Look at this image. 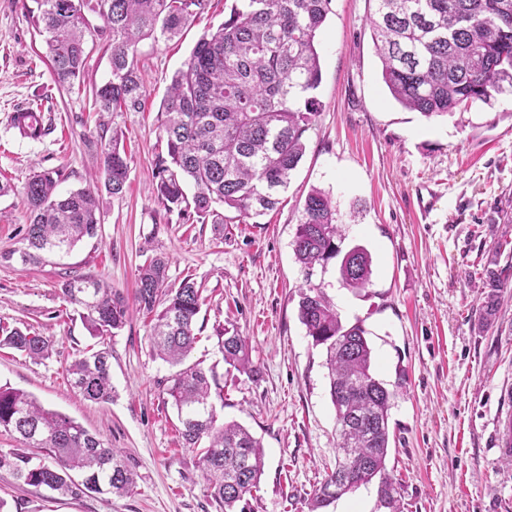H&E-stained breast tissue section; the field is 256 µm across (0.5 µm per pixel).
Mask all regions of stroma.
<instances>
[{
	"label": "stroma",
	"instance_id": "1",
	"mask_svg": "<svg viewBox=\"0 0 512 512\" xmlns=\"http://www.w3.org/2000/svg\"><path fill=\"white\" fill-rule=\"evenodd\" d=\"M372 0H332L320 31V110L306 152L277 209L225 225L165 213L152 192L161 147L159 106L173 74L199 36L224 21V0L181 39L137 46L145 104L139 112L97 116L93 89L110 77L102 40L88 43L80 85L58 88L45 46L22 0H0V252L22 247L27 213L21 190L40 170H62L60 192L84 187L101 166L95 143L119 133L129 167L123 194L99 197L100 229L70 253L39 265L0 263V325L28 327L51 339L48 357L0 349V384L33 395L45 408L82 424L105 447L124 452L135 472L131 494L53 496L0 469L9 512H219L196 449L178 433L162 395L171 373L155 358L148 318L133 314L108 338L113 394L85 400L67 369L93 340L60 291L65 276L93 275L133 294L149 255L169 260L168 285L203 289L201 339L191 355L223 378L225 420L262 443L260 483L245 512H309L315 489L336 457V417L326 353L298 319L299 291L314 285L345 325L362 324L372 369L396 393L386 471L401 512H512V457L503 451L512 421V90L453 113L427 118L403 108L381 78L372 41ZM37 105L52 123L38 141L10 125L19 106ZM330 194L344 247L373 258L372 284L355 293L339 282L338 261L305 278L293 253L304 199ZM436 192L429 215L418 200ZM502 282L491 325L479 324L489 272ZM246 336L256 379L225 364L219 331Z\"/></svg>",
	"mask_w": 512,
	"mask_h": 512
}]
</instances>
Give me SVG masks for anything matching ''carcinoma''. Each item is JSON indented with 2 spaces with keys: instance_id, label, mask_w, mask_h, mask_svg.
Listing matches in <instances>:
<instances>
[{
  "instance_id": "1",
  "label": "carcinoma",
  "mask_w": 512,
  "mask_h": 512,
  "mask_svg": "<svg viewBox=\"0 0 512 512\" xmlns=\"http://www.w3.org/2000/svg\"><path fill=\"white\" fill-rule=\"evenodd\" d=\"M210 0H35L29 11L43 38L53 81L72 87L83 77L87 40L108 35L111 78L97 88L100 112H138L145 90L135 47L143 39L170 41L202 16ZM332 0H231L227 18L205 32L172 77L160 104V138L154 193L165 212L184 219L224 225L257 217L280 204L279 193L306 150L305 133L320 102L313 95L321 81L316 36L331 12ZM371 19L381 76L403 107L430 118L463 104L487 102L512 87V0H374ZM97 14L93 26L85 11ZM38 112H14L11 126L36 140L27 121ZM101 179L87 188L57 192L62 171L33 173L23 186L28 224L25 246L0 252V262L37 265L46 256L70 252L98 235V197L124 192L128 178L125 149L118 134L98 143ZM194 193H186L187 183ZM342 239L336 206L325 191L312 189L303 205L293 240L296 261L311 282L339 253ZM372 256L361 245L349 249L339 266L343 287L361 291L372 282ZM168 261L148 258L139 268L133 299L92 276L68 277L61 293L81 309L92 338L114 336L133 312L154 315L155 355L175 368L163 393L177 411L184 445L198 449V466L210 496L224 512L257 487L263 446L246 428L224 422L217 403L224 385L215 368L187 362L198 340L202 290L183 280L169 288ZM298 318L313 344L326 349L330 398L336 412V468L314 493L319 508L379 479L383 501L399 512L395 488L386 473L389 416L395 392L371 370L372 349L361 323L347 326L324 293L313 286L299 293ZM0 348L37 359L52 342L30 330L0 326ZM224 363L250 377L258 375L248 338L218 334ZM110 352L90 347L68 369L70 386L86 400L112 401ZM0 430L15 434L28 448L53 459L32 463L18 452H0V469L9 468L26 485L59 494H129L134 474L121 450L106 448L81 424L43 408L34 397L0 385ZM80 472L83 479L75 481Z\"/></svg>"
}]
</instances>
